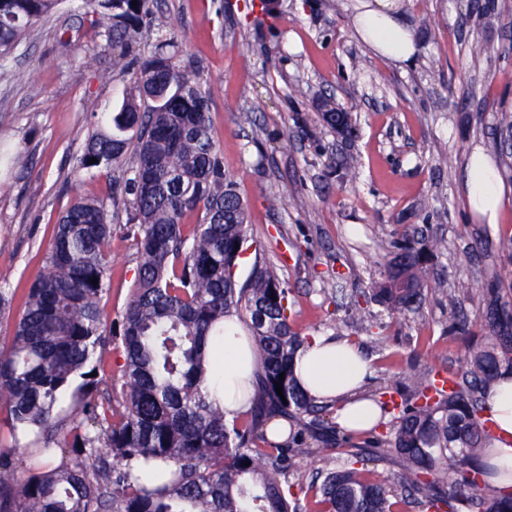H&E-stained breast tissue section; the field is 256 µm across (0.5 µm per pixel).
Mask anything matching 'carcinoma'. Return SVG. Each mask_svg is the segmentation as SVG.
Masks as SVG:
<instances>
[{
	"mask_svg": "<svg viewBox=\"0 0 512 512\" xmlns=\"http://www.w3.org/2000/svg\"><path fill=\"white\" fill-rule=\"evenodd\" d=\"M59 4L0 0V56ZM83 7L112 45V70L102 78L132 74L136 86L119 110L101 113L78 168L122 175L112 204L79 198L61 213L43 270L0 349V410L10 435L33 432L39 444L26 449L23 480L7 459L14 449L0 446V512H512V486L489 484L495 432L479 399L512 373V303L488 285L480 334L468 321L446 326L466 343L464 371H431L409 383L388 377L374 401L392 415L389 428L355 442L356 432L336 423L333 408L295 375L311 337L293 330L290 289L254 245L247 206L224 169L210 112L221 87L190 77L177 41L151 39L153 0L135 8L131 0H83ZM495 10V0L472 5L479 25ZM353 110L336 102L321 120L341 123L351 138ZM111 205L124 206L137 268L129 301L108 323L101 298L109 287ZM194 213L201 220L187 232ZM392 247L366 306L352 307L369 334L381 311L414 315L426 289L446 288L441 279L428 284V265L448 252L447 239L404 237ZM251 249L241 281L236 270ZM234 316L248 325L259 361L244 416L224 409L222 383L209 387L224 322ZM116 339L124 362L104 388L91 373ZM68 390L73 426L61 441L56 406ZM276 418L288 424L279 442L267 431ZM58 449L61 463L43 465ZM326 451L341 459L297 490L289 477L300 460ZM386 460L396 467L394 483L370 480L368 462Z\"/></svg>",
	"mask_w": 512,
	"mask_h": 512,
	"instance_id": "1",
	"label": "carcinoma"
}]
</instances>
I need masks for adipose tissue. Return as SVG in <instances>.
Masks as SVG:
<instances>
[{
	"label": "adipose tissue",
	"instance_id": "obj_1",
	"mask_svg": "<svg viewBox=\"0 0 512 512\" xmlns=\"http://www.w3.org/2000/svg\"><path fill=\"white\" fill-rule=\"evenodd\" d=\"M355 36L383 60L407 62L417 54L413 31L401 21L395 0H369L353 19ZM463 198L471 214L485 224H494L506 203L512 202V185L501 175L493 158L476 152L465 165ZM258 364L250 352L244 328L232 322L224 334V358L215 373L224 381V405L243 413L249 408L242 394ZM299 383L317 398L333 403L341 426L366 431L382 420L366 388L372 375L369 360L357 347L341 339L316 336L297 362ZM487 415L497 435L489 449L495 467L493 480L512 483V375L504 374L485 397Z\"/></svg>",
	"mask_w": 512,
	"mask_h": 512
}]
</instances>
